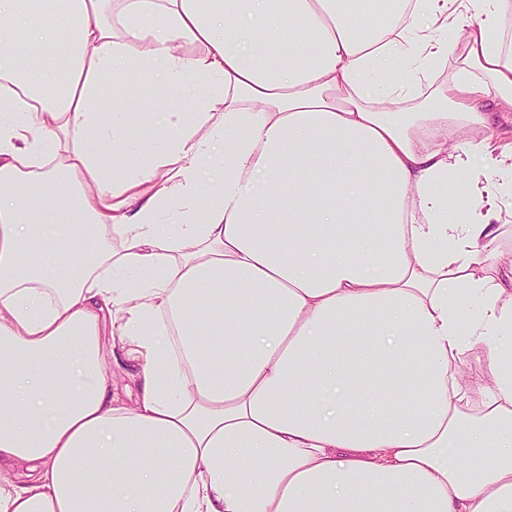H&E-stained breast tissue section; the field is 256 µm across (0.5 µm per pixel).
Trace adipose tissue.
<instances>
[{
    "mask_svg": "<svg viewBox=\"0 0 512 512\" xmlns=\"http://www.w3.org/2000/svg\"><path fill=\"white\" fill-rule=\"evenodd\" d=\"M455 2L0 0V512H512V287L477 175L512 191L482 109L512 112L507 0ZM456 54L445 99L390 109ZM133 70L206 90L137 151L95 110ZM173 195L193 208L157 224Z\"/></svg>",
    "mask_w": 512,
    "mask_h": 512,
    "instance_id": "1",
    "label": "adipose tissue"
}]
</instances>
